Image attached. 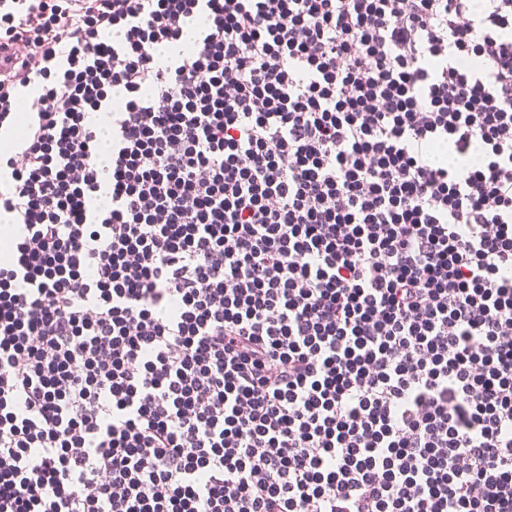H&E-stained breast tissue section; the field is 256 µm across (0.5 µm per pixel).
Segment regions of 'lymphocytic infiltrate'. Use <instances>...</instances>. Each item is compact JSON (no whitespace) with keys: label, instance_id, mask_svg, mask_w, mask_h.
<instances>
[{"label":"lymphocytic infiltrate","instance_id":"obj_1","mask_svg":"<svg viewBox=\"0 0 512 512\" xmlns=\"http://www.w3.org/2000/svg\"><path fill=\"white\" fill-rule=\"evenodd\" d=\"M0 42V512H512V0Z\"/></svg>","mask_w":512,"mask_h":512}]
</instances>
